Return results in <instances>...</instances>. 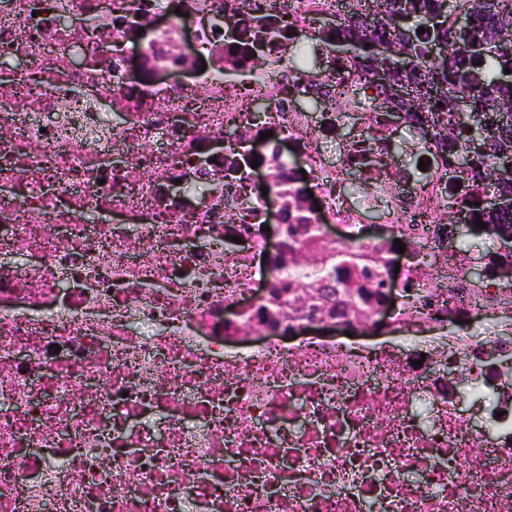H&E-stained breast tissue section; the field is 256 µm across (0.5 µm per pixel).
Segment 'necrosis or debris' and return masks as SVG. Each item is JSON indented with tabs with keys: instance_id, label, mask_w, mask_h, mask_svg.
<instances>
[{
	"instance_id": "obj_1",
	"label": "necrosis or debris",
	"mask_w": 512,
	"mask_h": 512,
	"mask_svg": "<svg viewBox=\"0 0 512 512\" xmlns=\"http://www.w3.org/2000/svg\"><path fill=\"white\" fill-rule=\"evenodd\" d=\"M354 20L348 0H0V512H512V339L460 326L512 282L487 292L454 251L502 224L472 206L494 184L346 51ZM407 133L424 169L398 161ZM272 202L319 235L269 244ZM391 237V330L455 324L447 342L241 349L232 311L269 328L275 260L293 279L301 252Z\"/></svg>"
}]
</instances>
